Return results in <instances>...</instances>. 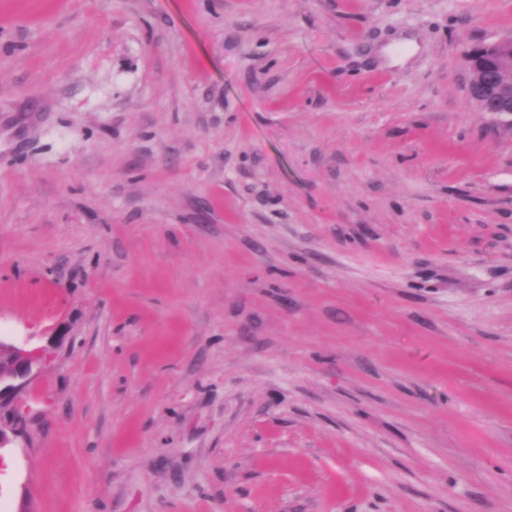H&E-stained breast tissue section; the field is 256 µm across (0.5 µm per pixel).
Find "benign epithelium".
I'll return each mask as SVG.
<instances>
[{
	"label": "benign epithelium",
	"instance_id": "1",
	"mask_svg": "<svg viewBox=\"0 0 512 512\" xmlns=\"http://www.w3.org/2000/svg\"><path fill=\"white\" fill-rule=\"evenodd\" d=\"M470 72L468 97L480 111L512 116V39L472 47L466 53ZM32 337L7 343L0 340V354L9 358L0 373V401L20 397L47 360V352L31 344Z\"/></svg>",
	"mask_w": 512,
	"mask_h": 512
}]
</instances>
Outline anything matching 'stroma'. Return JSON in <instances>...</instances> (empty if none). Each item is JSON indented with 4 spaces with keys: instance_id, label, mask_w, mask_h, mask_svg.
Listing matches in <instances>:
<instances>
[{
    "instance_id": "35a3bbf8",
    "label": "stroma",
    "mask_w": 512,
    "mask_h": 512,
    "mask_svg": "<svg viewBox=\"0 0 512 512\" xmlns=\"http://www.w3.org/2000/svg\"><path fill=\"white\" fill-rule=\"evenodd\" d=\"M512 0H0V512H512ZM469 99L480 111L512 117V39L473 46L465 56ZM479 58L485 61L479 62ZM31 340L27 336L7 343L0 338V354L9 358L7 371L0 372V401L19 398L47 360L46 350L32 346Z\"/></svg>"
}]
</instances>
